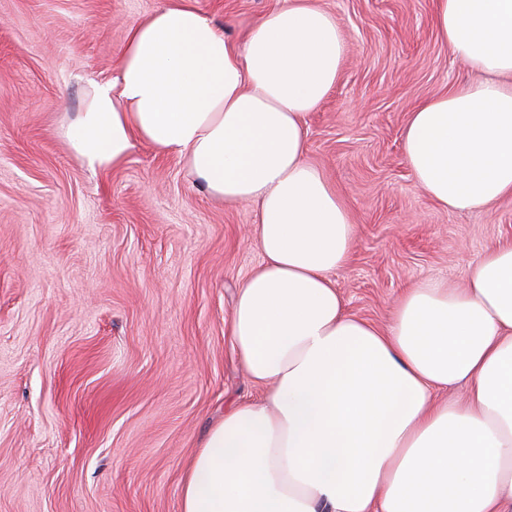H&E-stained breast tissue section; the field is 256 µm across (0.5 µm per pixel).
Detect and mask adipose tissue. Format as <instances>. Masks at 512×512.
Segmentation results:
<instances>
[{
  "mask_svg": "<svg viewBox=\"0 0 512 512\" xmlns=\"http://www.w3.org/2000/svg\"><path fill=\"white\" fill-rule=\"evenodd\" d=\"M435 3L440 39L478 78L416 107L404 154L442 208L471 211L512 195V0ZM344 55L317 0H285L239 42L171 0L128 30L117 77L62 130L90 169L141 141L210 198L256 207L263 259L229 334L264 392L207 431L181 512H512V241L464 286L404 289L387 329L347 311L331 274L356 226L306 158ZM455 384L462 401L443 399Z\"/></svg>",
  "mask_w": 512,
  "mask_h": 512,
  "instance_id": "ef3b65f1",
  "label": "adipose tissue"
}]
</instances>
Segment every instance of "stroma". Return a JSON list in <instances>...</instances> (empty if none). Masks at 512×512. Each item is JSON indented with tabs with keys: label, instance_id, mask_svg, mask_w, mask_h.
<instances>
[{
	"label": "stroma",
	"instance_id": "obj_1",
	"mask_svg": "<svg viewBox=\"0 0 512 512\" xmlns=\"http://www.w3.org/2000/svg\"><path fill=\"white\" fill-rule=\"evenodd\" d=\"M165 0H0V512H180L208 428L261 388L231 344L238 282L262 255L253 206L194 186L136 144L90 170L63 126L118 72L128 29ZM285 0H193L232 39ZM346 45L307 120V159L356 238L333 273L347 309L386 327L403 288L464 284L512 239V197L451 212L403 152L414 108L470 80L434 0H319Z\"/></svg>",
	"mask_w": 512,
	"mask_h": 512
}]
</instances>
